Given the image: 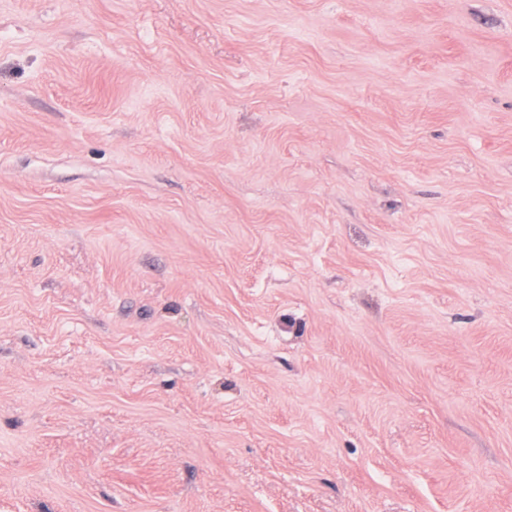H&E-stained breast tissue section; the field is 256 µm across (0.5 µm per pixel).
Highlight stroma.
I'll return each instance as SVG.
<instances>
[{
	"instance_id": "obj_1",
	"label": "stroma",
	"mask_w": 512,
	"mask_h": 512,
	"mask_svg": "<svg viewBox=\"0 0 512 512\" xmlns=\"http://www.w3.org/2000/svg\"><path fill=\"white\" fill-rule=\"evenodd\" d=\"M0 512H512V0H0Z\"/></svg>"
}]
</instances>
